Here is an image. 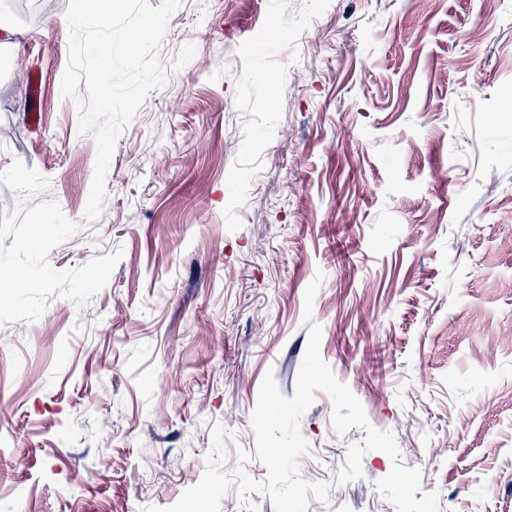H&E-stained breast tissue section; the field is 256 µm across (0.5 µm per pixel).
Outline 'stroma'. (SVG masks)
<instances>
[{
    "label": "stroma",
    "instance_id": "35a3bbf8",
    "mask_svg": "<svg viewBox=\"0 0 512 512\" xmlns=\"http://www.w3.org/2000/svg\"><path fill=\"white\" fill-rule=\"evenodd\" d=\"M19 2L0 0V512L170 506L217 423L224 470L265 480L251 412L266 374L294 394L318 275L321 355L399 457L337 484L366 433L316 392L298 467L331 489L308 512H396L375 489L396 463L439 512H512V0H183L91 220L69 0Z\"/></svg>",
    "mask_w": 512,
    "mask_h": 512
}]
</instances>
